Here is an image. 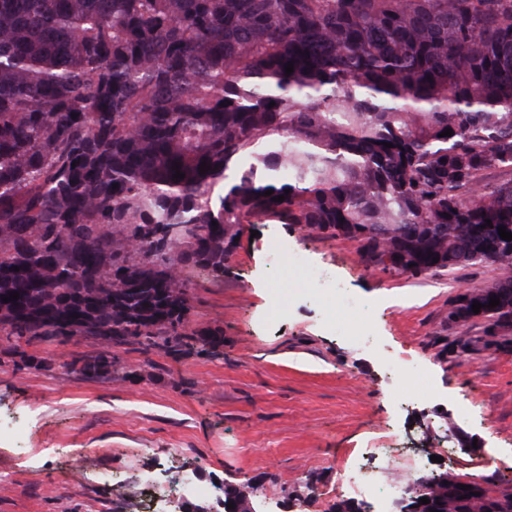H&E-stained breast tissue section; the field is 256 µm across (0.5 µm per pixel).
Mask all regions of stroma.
<instances>
[{
  "label": "stroma",
  "mask_w": 512,
  "mask_h": 512,
  "mask_svg": "<svg viewBox=\"0 0 512 512\" xmlns=\"http://www.w3.org/2000/svg\"><path fill=\"white\" fill-rule=\"evenodd\" d=\"M274 239L303 256L295 279L334 281L373 309L367 345L331 330L310 297L271 322ZM185 274L176 348L91 336L17 347L0 335V512H136L132 492L149 476L213 486L195 501L204 512H224V490L246 485L253 512H400L341 486L345 467L390 435L423 456L458 449L433 471L462 477L488 463L481 486L512 490V328L449 316L461 290L493 286L512 266L400 274L370 264L355 241L254 217L223 271ZM204 331L218 345L202 343ZM401 352L435 393L400 409L387 363ZM101 356L111 364L97 374L69 367ZM463 399L490 415L460 419Z\"/></svg>",
  "instance_id": "35a3bbf8"
}]
</instances>
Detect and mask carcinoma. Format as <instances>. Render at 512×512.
<instances>
[{
	"mask_svg": "<svg viewBox=\"0 0 512 512\" xmlns=\"http://www.w3.org/2000/svg\"><path fill=\"white\" fill-rule=\"evenodd\" d=\"M259 216L401 274L485 261L512 225V0H0L6 339L176 347L181 267L220 269ZM407 497L512 512L442 472Z\"/></svg>",
	"mask_w": 512,
	"mask_h": 512,
	"instance_id": "obj_1",
	"label": "carcinoma"
}]
</instances>
